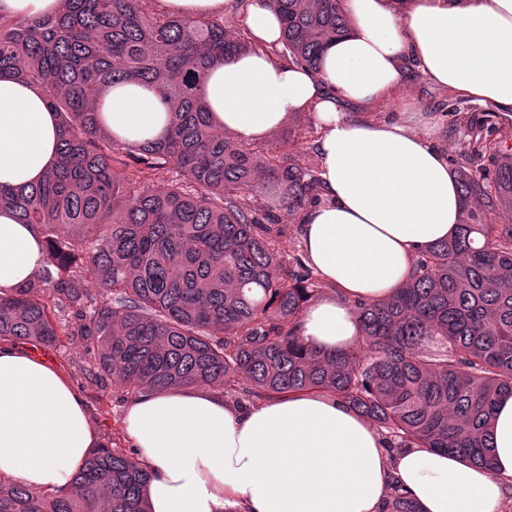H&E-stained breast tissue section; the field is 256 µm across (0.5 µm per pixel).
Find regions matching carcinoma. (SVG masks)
Here are the masks:
<instances>
[{"label":"carcinoma","mask_w":512,"mask_h":512,"mask_svg":"<svg viewBox=\"0 0 512 512\" xmlns=\"http://www.w3.org/2000/svg\"><path fill=\"white\" fill-rule=\"evenodd\" d=\"M152 2L64 0L52 16L0 18V76L38 86L60 121L56 167L0 187V206L33 225L46 252L43 290L0 295V340L52 345L68 309L70 335L117 385L325 393L378 425L389 449L490 465L488 425L512 394V223L496 221L512 214V154L500 149L512 120L470 128L469 160L491 156L495 169L488 181L461 171L457 234L423 252L393 295L355 304L358 343L324 354L295 331L314 297L310 270L299 260L283 272L272 244L286 227L243 203L271 184L298 212L319 201L318 176L291 163L286 136L265 153L212 125L205 77L248 48L244 35ZM344 2L272 0L283 56L317 70L350 30ZM122 82L155 89L171 112L152 145L119 144L99 122L97 102ZM147 478L136 451L103 444L66 492L0 484V512H147ZM386 512L419 509L394 488Z\"/></svg>","instance_id":"1"}]
</instances>
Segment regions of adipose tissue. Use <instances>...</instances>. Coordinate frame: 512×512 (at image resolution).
Here are the masks:
<instances>
[{
	"label": "adipose tissue",
	"instance_id": "ef3b65f1",
	"mask_svg": "<svg viewBox=\"0 0 512 512\" xmlns=\"http://www.w3.org/2000/svg\"><path fill=\"white\" fill-rule=\"evenodd\" d=\"M349 32L319 71L277 58L271 0L245 9L250 50L212 67L204 93L216 128L263 141L293 115L319 129L321 200L302 213L309 266L332 288L302 313L304 343L324 353L355 344L353 303L392 295L418 254L454 236L457 176L435 117L379 120L370 106L410 91L418 73L455 98L512 115V0H346ZM100 118L121 143L159 139L170 114L155 90L113 86ZM59 129L39 88L0 77V186L43 179ZM45 262L33 226L0 208V292L35 283ZM124 427L149 479V512H384L398 487L420 512H501L512 498V395L490 425L492 463L478 468L435 448H385L336 398L303 395L240 406L186 385L140 393ZM101 444L71 380L0 341V480L37 491L70 486Z\"/></svg>",
	"mask_w": 512,
	"mask_h": 512
}]
</instances>
